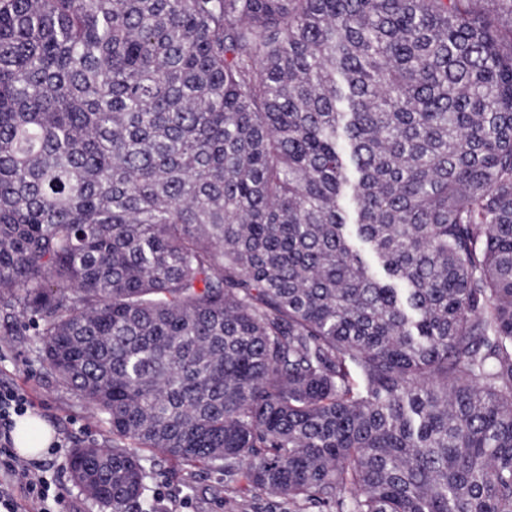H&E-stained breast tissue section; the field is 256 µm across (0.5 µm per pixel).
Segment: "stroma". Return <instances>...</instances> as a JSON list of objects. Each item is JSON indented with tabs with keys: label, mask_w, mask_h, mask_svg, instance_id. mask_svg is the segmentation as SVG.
<instances>
[{
	"label": "stroma",
	"mask_w": 512,
	"mask_h": 512,
	"mask_svg": "<svg viewBox=\"0 0 512 512\" xmlns=\"http://www.w3.org/2000/svg\"><path fill=\"white\" fill-rule=\"evenodd\" d=\"M0 383L24 389L33 414L51 426L63 449L48 463L64 464L66 452L79 443L111 445L112 433L73 391L52 378L33 330L21 328L11 308L0 305ZM146 496L156 512H228L224 474L207 467L187 468L175 462L154 466Z\"/></svg>",
	"instance_id": "obj_1"
}]
</instances>
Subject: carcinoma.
Instances as JSON below:
<instances>
[{
	"label": "carcinoma",
	"instance_id": "carcinoma-1",
	"mask_svg": "<svg viewBox=\"0 0 512 512\" xmlns=\"http://www.w3.org/2000/svg\"><path fill=\"white\" fill-rule=\"evenodd\" d=\"M512 0H0V301L112 430L289 512H512ZM356 212L347 223L345 202Z\"/></svg>",
	"mask_w": 512,
	"mask_h": 512
}]
</instances>
